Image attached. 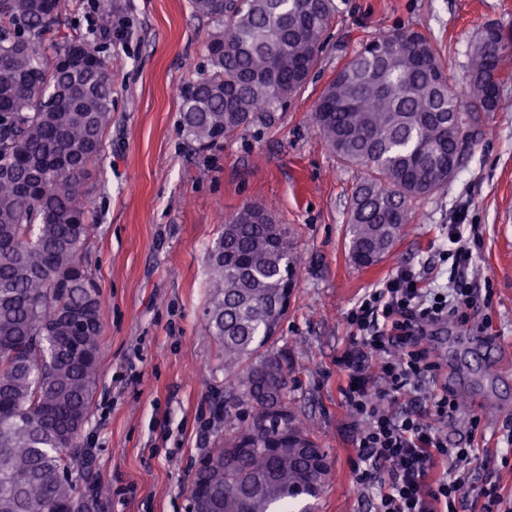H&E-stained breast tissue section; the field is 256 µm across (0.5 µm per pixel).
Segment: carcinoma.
Instances as JSON below:
<instances>
[{
  "label": "carcinoma",
  "mask_w": 512,
  "mask_h": 512,
  "mask_svg": "<svg viewBox=\"0 0 512 512\" xmlns=\"http://www.w3.org/2000/svg\"><path fill=\"white\" fill-rule=\"evenodd\" d=\"M216 25L208 64L180 92L182 125L201 147L245 130L260 111L306 86L335 15L334 0H190ZM69 0H0V512H95L99 486L79 489L89 453L81 429L98 382L101 303L82 261L94 231L82 194L104 152L111 64L54 23ZM98 25L112 26V0ZM512 42L484 28L468 81L449 85L439 50L396 28L361 44L318 96L312 121L343 163L361 166L350 258L369 267L410 223L413 203L443 189L500 106ZM209 259L211 336L234 378L225 407L244 425L199 460L189 493L198 512H288L323 491L328 459L288 403V352L271 343L288 313L300 258L257 204L224 219Z\"/></svg>",
  "instance_id": "obj_1"
}]
</instances>
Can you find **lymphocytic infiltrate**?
I'll return each instance as SVG.
<instances>
[{"label":"lymphocytic infiltrate","mask_w":512,"mask_h":512,"mask_svg":"<svg viewBox=\"0 0 512 512\" xmlns=\"http://www.w3.org/2000/svg\"><path fill=\"white\" fill-rule=\"evenodd\" d=\"M461 227L448 256L452 288L424 287L421 271L403 267L371 289L346 313L355 330L336 357L339 391L357 420V482L372 494V512H512V497L499 484L470 493L462 474L477 460L480 417H472L468 441L452 448L438 425L457 409L454 395L437 386L440 365L423 345L427 329L447 319L467 325L468 312L489 296L469 274L472 252Z\"/></svg>","instance_id":"f902f5d3"}]
</instances>
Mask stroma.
<instances>
[{
    "instance_id": "stroma-1",
    "label": "stroma",
    "mask_w": 512,
    "mask_h": 512,
    "mask_svg": "<svg viewBox=\"0 0 512 512\" xmlns=\"http://www.w3.org/2000/svg\"><path fill=\"white\" fill-rule=\"evenodd\" d=\"M122 37L97 44L112 61V114L104 155L86 185L95 219L83 261L102 305L99 380L81 444L92 457L88 485H104L95 512H190L200 456L236 427L225 414L224 359L206 328L212 267L207 251L225 216L263 206L294 239L301 259L277 345L288 352V399L316 428L330 475L315 512H369L356 481L354 418L337 391L336 355L354 334L347 310L400 267H431V287L449 283L440 258L448 227L471 224L469 269L487 281L489 304L471 329L448 326L430 345L438 381L458 398L449 444L465 442L480 416L494 453L483 465L512 490V79L500 107L447 187L416 204L417 217L376 265L348 257L346 229L361 168L342 164L311 121L324 86L361 43L414 27L439 49L454 87L467 81L478 32L512 35V0H335L336 15L309 84L268 119L200 147L181 125L179 93L206 64L213 24L188 0H112ZM494 338L482 349L479 325Z\"/></svg>"
}]
</instances>
